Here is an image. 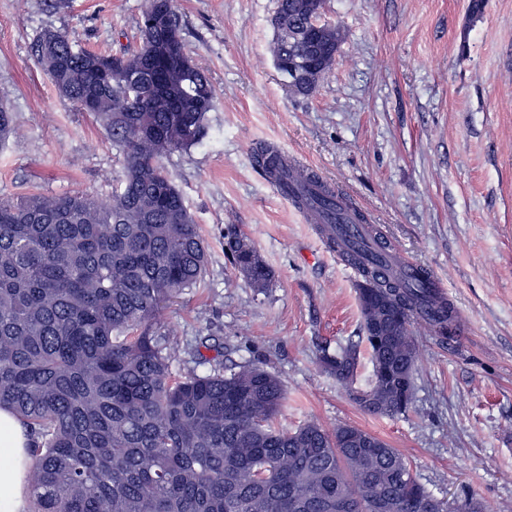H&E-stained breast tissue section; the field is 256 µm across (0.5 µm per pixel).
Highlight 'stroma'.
<instances>
[{
  "mask_svg": "<svg viewBox=\"0 0 512 512\" xmlns=\"http://www.w3.org/2000/svg\"><path fill=\"white\" fill-rule=\"evenodd\" d=\"M145 0H0V97L17 133L0 193L83 191L109 200L123 159L95 117L62 98L33 51L44 30L90 50L134 45ZM278 0H175L188 50L217 94L201 143L166 166L208 244L200 287L165 313L184 346L208 338L224 366L255 362L285 383L276 424H352L413 463L437 497L475 491L512 512V0H327L332 67L293 96L271 46ZM273 144L345 194L387 244L432 268L458 317L454 344L416 324L407 413L360 410L319 360L361 344L357 274L278 194L254 159ZM244 232L273 272L258 292L230 265Z\"/></svg>",
  "mask_w": 512,
  "mask_h": 512,
  "instance_id": "obj_1",
  "label": "stroma"
}]
</instances>
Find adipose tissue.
I'll return each mask as SVG.
<instances>
[{
  "instance_id": "ef3b65f1",
  "label": "adipose tissue",
  "mask_w": 512,
  "mask_h": 512,
  "mask_svg": "<svg viewBox=\"0 0 512 512\" xmlns=\"http://www.w3.org/2000/svg\"><path fill=\"white\" fill-rule=\"evenodd\" d=\"M27 443L22 425L0 411V456L9 461L0 465V512H24L26 506L20 462Z\"/></svg>"
}]
</instances>
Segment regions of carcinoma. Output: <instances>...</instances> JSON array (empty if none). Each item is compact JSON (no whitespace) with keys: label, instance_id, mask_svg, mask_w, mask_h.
<instances>
[{"label":"carcinoma","instance_id":"obj_1","mask_svg":"<svg viewBox=\"0 0 512 512\" xmlns=\"http://www.w3.org/2000/svg\"><path fill=\"white\" fill-rule=\"evenodd\" d=\"M325 0H278L276 68L305 57L311 42L336 48L337 28L319 24ZM139 44L119 53L75 47L46 30L35 55L55 89L92 113L124 158L123 188L103 202L81 192L0 194V410L32 443L28 512H415L431 496L408 459L379 436L344 424L274 425L282 381L248 362L202 366L163 322L169 305L198 286L207 245L163 158L204 135L215 93L187 51L174 0H147ZM165 41L175 58L154 60ZM15 134L0 98V147ZM256 163L285 190L289 167L266 147ZM317 231L359 265L357 293L372 374L355 386L359 351L320 357L362 410L406 412L413 401L423 315L444 341L456 337L453 306L390 263L381 237L351 248L338 225L366 217L324 189ZM231 265L258 291L273 274L248 238L233 231ZM372 439L375 448L364 447Z\"/></svg>","mask_w":512,"mask_h":512}]
</instances>
